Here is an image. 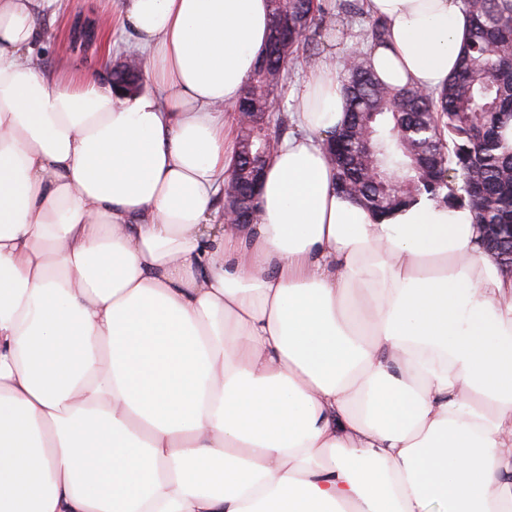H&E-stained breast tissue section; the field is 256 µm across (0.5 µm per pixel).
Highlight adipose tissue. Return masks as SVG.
<instances>
[{"label": "adipose tissue", "mask_w": 512, "mask_h": 512, "mask_svg": "<svg viewBox=\"0 0 512 512\" xmlns=\"http://www.w3.org/2000/svg\"><path fill=\"white\" fill-rule=\"evenodd\" d=\"M0 0V512H512V280L470 209L335 189L336 62L253 224H222L224 114L267 0H119L153 92L33 53ZM377 77L441 88L458 0H365Z\"/></svg>", "instance_id": "adipose-tissue-1"}]
</instances>
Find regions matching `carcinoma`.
Segmentation results:
<instances>
[{"label":"carcinoma","mask_w":512,"mask_h":512,"mask_svg":"<svg viewBox=\"0 0 512 512\" xmlns=\"http://www.w3.org/2000/svg\"><path fill=\"white\" fill-rule=\"evenodd\" d=\"M470 18L466 50L439 90L392 88L377 81L366 53L345 61L348 119L325 141L336 168V191L376 214H387L427 193L450 207L466 206L477 224H512V149L501 129L512 119V0H462ZM271 30L237 106L238 151L224 204L248 218L252 194L282 138L285 119L243 121L269 111L292 65L315 58V36L329 11L319 0H269ZM387 22L371 18L366 47L383 42ZM142 66L132 60L112 73V85L141 88Z\"/></svg>","instance_id":"cac0c4a2"}]
</instances>
